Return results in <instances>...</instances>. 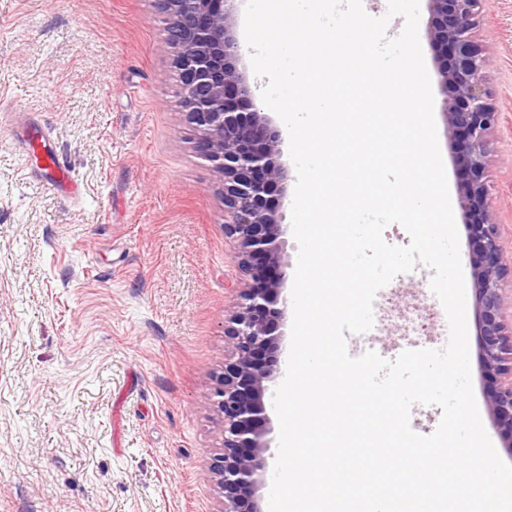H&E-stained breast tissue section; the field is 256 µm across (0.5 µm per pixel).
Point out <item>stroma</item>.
<instances>
[{
    "label": "stroma",
    "instance_id": "stroma-1",
    "mask_svg": "<svg viewBox=\"0 0 512 512\" xmlns=\"http://www.w3.org/2000/svg\"><path fill=\"white\" fill-rule=\"evenodd\" d=\"M157 0H0V512H221L224 181L182 112ZM499 120L485 176L512 263V0L473 31ZM50 133L77 193L21 159ZM473 392L481 365L466 286Z\"/></svg>",
    "mask_w": 512,
    "mask_h": 512
}]
</instances>
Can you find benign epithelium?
<instances>
[{"instance_id": "benign-epithelium-1", "label": "benign epithelium", "mask_w": 512, "mask_h": 512, "mask_svg": "<svg viewBox=\"0 0 512 512\" xmlns=\"http://www.w3.org/2000/svg\"><path fill=\"white\" fill-rule=\"evenodd\" d=\"M233 0H160L167 15L165 45L174 56L187 122L197 148L224 178V234L246 283L232 288L238 301L224 328L232 358L215 389L224 418V454L214 473L224 492V512H261L260 476L270 448L266 395L281 374L280 337L271 321L285 285V229L268 205L275 191L288 198L281 140L253 100L235 62L240 45L232 34ZM429 39L439 59L443 116L448 133L464 144L459 203L469 237L480 251L473 270L479 316L480 359L501 379L489 396L492 424L512 451V334L502 323V281L512 275L499 238L495 207L485 180L489 135L498 112L485 86L483 56L472 39L480 0H428Z\"/></svg>"}]
</instances>
